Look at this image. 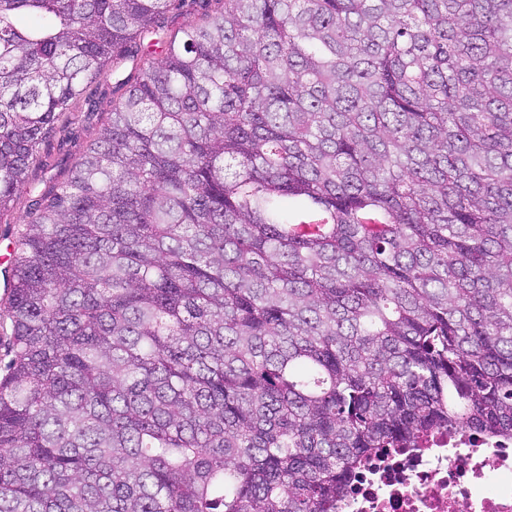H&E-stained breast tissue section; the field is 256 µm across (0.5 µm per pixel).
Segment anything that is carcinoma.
<instances>
[{"instance_id": "obj_1", "label": "carcinoma", "mask_w": 512, "mask_h": 512, "mask_svg": "<svg viewBox=\"0 0 512 512\" xmlns=\"http://www.w3.org/2000/svg\"><path fill=\"white\" fill-rule=\"evenodd\" d=\"M0 0V512H336L375 448L512 438V0ZM161 34V51L143 48ZM215 0H184L165 15V32L168 35L178 34L190 26L203 22L207 15H212L220 8ZM132 65L131 61L127 62L122 74L114 76L109 67L101 78L88 84L86 94L99 101L98 111L89 115L85 112L87 106L84 98L75 101L72 112L60 118L54 132L39 146V155L42 160H46V165H36L31 174L39 190L48 189L67 178L86 144L94 137L101 123L105 122L108 112H111L113 96L116 98L123 92L112 94L117 79L127 75ZM29 200L28 194L21 193L11 209L2 217L0 221V250L2 253H7L6 248L13 250L19 230L29 220Z\"/></svg>"}]
</instances>
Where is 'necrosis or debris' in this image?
Listing matches in <instances>:
<instances>
[{
	"instance_id": "4bbe7bcc",
	"label": "necrosis or debris",
	"mask_w": 512,
	"mask_h": 512,
	"mask_svg": "<svg viewBox=\"0 0 512 512\" xmlns=\"http://www.w3.org/2000/svg\"><path fill=\"white\" fill-rule=\"evenodd\" d=\"M338 512H512V439L462 428L361 461Z\"/></svg>"
}]
</instances>
